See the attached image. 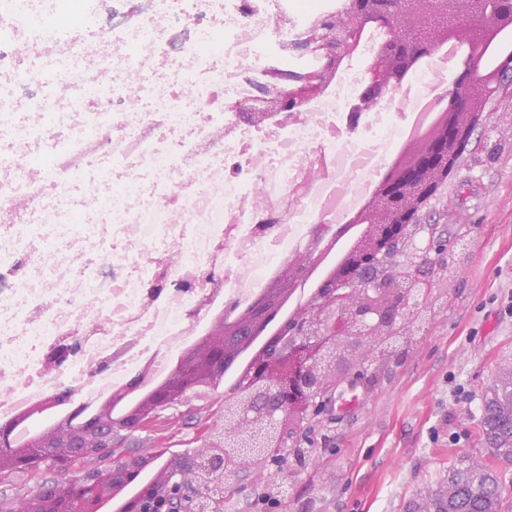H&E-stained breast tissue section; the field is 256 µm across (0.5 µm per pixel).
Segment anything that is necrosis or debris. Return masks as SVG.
<instances>
[{
    "label": "necrosis or debris",
    "mask_w": 512,
    "mask_h": 512,
    "mask_svg": "<svg viewBox=\"0 0 512 512\" xmlns=\"http://www.w3.org/2000/svg\"><path fill=\"white\" fill-rule=\"evenodd\" d=\"M344 3L0 6V408L47 403L64 383L83 403L100 378L119 387L144 363L171 369L203 316L265 288L313 225L337 222L334 199L375 181L405 111L384 101L362 129L346 125L382 33L363 34L298 119L259 128L231 110L278 74L315 68L293 46ZM76 13L81 33H63ZM202 17L207 54L175 31ZM117 99L130 111L113 112ZM270 213L277 225L259 233ZM210 268L220 276L201 279ZM60 336L82 342L64 367L43 355Z\"/></svg>",
    "instance_id": "1"
}]
</instances>
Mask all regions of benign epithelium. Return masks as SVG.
I'll return each instance as SVG.
<instances>
[{
    "instance_id": "benign-epithelium-1",
    "label": "benign epithelium",
    "mask_w": 512,
    "mask_h": 512,
    "mask_svg": "<svg viewBox=\"0 0 512 512\" xmlns=\"http://www.w3.org/2000/svg\"><path fill=\"white\" fill-rule=\"evenodd\" d=\"M321 26L320 41L295 46L317 51V70L281 75L275 90L259 87L236 105L244 119L281 124L305 112L371 27L387 38L349 110L350 127L357 128L379 99L403 88L448 37L466 45L467 52L455 57L454 80L436 96L435 107L448 116L446 127L411 162L388 164L371 206L331 230L312 226L314 244L329 235L343 240L358 224L365 232L346 266L321 283L302 313L282 316L281 301L310 276L317 258L311 247L291 259L287 279L255 296L249 307L222 316L202 356L183 353L143 409L118 413L74 405L24 449L15 443L16 422L0 419V473L34 472L48 462L66 471L79 459L103 460L127 438L147 430L160 412L217 392L224 371L237 367L243 348L262 337L264 351L249 373L224 391V410L205 448L171 461L164 468V492L147 487L127 510L181 512L188 504L192 512H212L215 501L246 491L242 473L247 470L268 473L262 484L275 499L311 464L308 433L336 383L356 377L372 390L404 364L417 333L441 312L437 283L458 273L465 250L424 223V209L442 191L453 163L472 151L474 132L496 131L493 110H483L482 104L505 102L512 109V54L501 57L496 78L487 79L480 56L472 51L491 30L512 27V0H347L344 11L325 16ZM79 349L77 338L60 340L46 356L64 366ZM141 391V377L134 373L120 395L128 401ZM154 459L153 454L114 455L106 467L41 485L15 512H95L114 484L132 481Z\"/></svg>"
}]
</instances>
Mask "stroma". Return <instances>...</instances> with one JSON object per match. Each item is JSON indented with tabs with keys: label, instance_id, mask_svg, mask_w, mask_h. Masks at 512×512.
Masks as SVG:
<instances>
[{
	"label": "stroma",
	"instance_id": "obj_1",
	"mask_svg": "<svg viewBox=\"0 0 512 512\" xmlns=\"http://www.w3.org/2000/svg\"><path fill=\"white\" fill-rule=\"evenodd\" d=\"M497 111L499 158L488 163L474 152L431 205L432 222L467 245L460 273L448 281L445 312L389 381L360 392L353 409L335 405L322 415L330 441L284 497L265 504L243 494L224 502V512H429L449 467L484 454L481 398L512 362V315L505 311L512 304V115L502 105ZM223 406L217 398L202 411H164L127 446L171 457L197 451ZM86 468L78 461L63 473L46 464L1 474L0 512L42 482Z\"/></svg>",
	"mask_w": 512,
	"mask_h": 512
}]
</instances>
